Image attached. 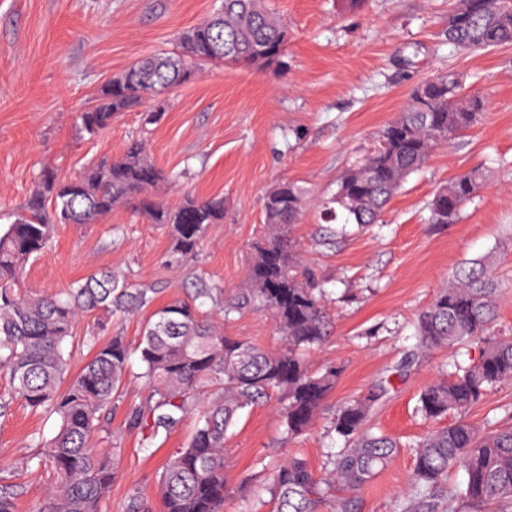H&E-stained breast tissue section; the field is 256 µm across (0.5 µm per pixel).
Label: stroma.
<instances>
[{
  "mask_svg": "<svg viewBox=\"0 0 512 512\" xmlns=\"http://www.w3.org/2000/svg\"><path fill=\"white\" fill-rule=\"evenodd\" d=\"M220 0H0V226L25 210L43 169L69 177L93 161L122 155L130 137L145 135L149 155L169 176L156 197L177 205L185 194L224 199V221L209 225L199 255L169 264L170 239L128 206L93 224L59 225L50 246L26 267L24 284L54 294L103 268L155 289L152 307L188 298L202 278L232 292L245 285L255 245L266 231L263 199L279 183L302 187L311 204L292 225L304 264L324 289L332 326L307 353L310 370H340L336 387L301 436L288 437L281 400L241 412L224 443L230 489L224 512H272L265 491L275 465L303 458L324 476L329 453L342 439L332 430L336 409L389 381L371 423L403 441L391 462L356 494L357 512H394L411 488L414 458L406 443L453 423L416 412L420 391L440 378L451 356L469 361L471 343L451 351L417 349L419 313L463 261L484 259L499 283L491 335H512V47L467 52L443 32L453 0H267L288 27L282 65L258 70L243 64L203 65L200 74L150 102L157 124L142 128L140 111L127 112L95 137L81 133L77 114L103 85L138 59L176 49L182 32L209 17ZM448 71L465 91L484 94L481 120L463 136L437 146L421 172L390 200L382 223L361 229L327 221L320 203L375 134L406 106L424 79ZM474 169L484 188L458 223H428L435 189ZM152 307L113 320L109 333L138 343ZM224 332L267 350L280 347L275 321L246 313ZM129 377L112 401L104 431L94 439L114 478L103 512H127L133 495L162 512L158 487L168 458L186 445L193 422L185 417L144 444L129 427L130 409L149 392ZM465 418L481 429L512 421V382L488 390ZM55 418L13 400L0 417V471L14 473L24 492L17 512H39L47 481L22 470L30 438L52 435Z\"/></svg>",
  "mask_w": 512,
  "mask_h": 512,
  "instance_id": "35a3bbf8",
  "label": "stroma"
}]
</instances>
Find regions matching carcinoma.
<instances>
[{
  "mask_svg": "<svg viewBox=\"0 0 512 512\" xmlns=\"http://www.w3.org/2000/svg\"><path fill=\"white\" fill-rule=\"evenodd\" d=\"M448 43L468 51L512 45V0H456L448 12ZM288 27L266 0H223L221 8L179 37V50L131 64L106 83L95 104L80 114V127L93 136L125 112L157 97V88L174 89L205 63L244 62L257 69L280 63ZM405 109L388 122L363 154L341 173L336 192L323 203L334 221L362 228L382 214L407 178L421 171L433 149L460 137L485 111V98L462 93L453 72L422 82ZM167 180L149 158L145 139L128 140L123 154L101 160L78 176L41 174L26 211L0 231V370L11 396L28 407L58 417L56 433L31 438L36 451L25 458L49 478L40 512H101L112 485V463L97 456L91 440L103 431L112 399L122 392L131 351L123 337L101 342L90 335L89 360L71 372L66 341L77 319L93 311L116 316L152 303L154 288H136L110 269L78 280L57 296L22 287L27 264L50 244L58 224H94L118 205H129L170 236L169 261L184 265L199 253L207 227L224 221V198L187 196L178 205L158 200L153 189ZM484 175L473 170L440 186L429 204L428 223L455 224L477 195ZM54 208L44 211L45 200ZM308 204L306 192L284 182L264 199L269 233L255 247L247 287L228 297L224 289L199 281L191 299L172 300L146 319L136 351L147 400L131 408V424L154 439L191 412L194 400L214 387L218 395L198 413L187 445L168 460L161 475L163 512H222L229 495L224 478V439L240 413L274 391L288 435L304 432L336 385L337 371H309L306 351L329 335L325 294L300 259L288 229ZM498 282L482 260L461 263L420 313L418 347L448 348L476 341L479 356L425 387L417 411L437 419L463 412L493 386L512 381V338L489 336L495 319ZM218 309L226 320L247 311L269 314L281 348L271 352L224 334L204 310ZM385 388L377 385L339 407L333 430L344 447L330 455L324 483L349 496L336 499L335 512H356L354 494L402 447L399 439L369 425ZM411 492L396 512H447L448 497L458 512H512V422L482 431L457 420L413 444ZM465 470L467 479L453 494L444 482L448 470ZM318 480L299 458L282 462L265 492L273 512H317ZM23 486L13 475L0 476V512H15Z\"/></svg>",
  "mask_w": 512,
  "mask_h": 512,
  "instance_id": "obj_1",
  "label": "carcinoma"
}]
</instances>
